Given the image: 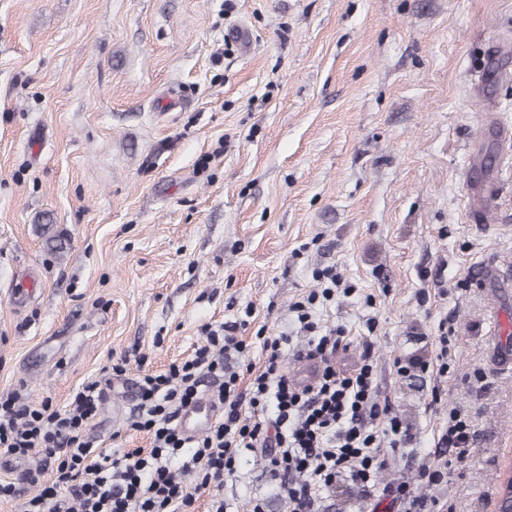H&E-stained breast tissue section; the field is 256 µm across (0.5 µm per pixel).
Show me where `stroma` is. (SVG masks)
I'll return each instance as SVG.
<instances>
[{
    "instance_id": "35a3bbf8",
    "label": "stroma",
    "mask_w": 512,
    "mask_h": 512,
    "mask_svg": "<svg viewBox=\"0 0 512 512\" xmlns=\"http://www.w3.org/2000/svg\"><path fill=\"white\" fill-rule=\"evenodd\" d=\"M509 126L512 0H0V394L61 407L125 353L88 435L150 448L125 427L142 371L245 316L246 361L283 335L296 373L292 306L332 267L350 291L313 318L345 332L337 368L371 357L405 431L319 512H491L512 449ZM453 409L473 425L455 463ZM271 454L196 512H288Z\"/></svg>"
}]
</instances>
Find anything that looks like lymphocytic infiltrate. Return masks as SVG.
Here are the masks:
<instances>
[{"label": "lymphocytic infiltrate", "mask_w": 512, "mask_h": 512, "mask_svg": "<svg viewBox=\"0 0 512 512\" xmlns=\"http://www.w3.org/2000/svg\"><path fill=\"white\" fill-rule=\"evenodd\" d=\"M318 277L325 283L321 296L292 307L310 335L299 357L322 364L314 384L298 386L285 371L286 336L264 338L263 366L242 381L224 360L244 356L247 345L237 333L245 320L204 327L188 359L143 372L137 382V409L127 428L147 433L149 449L112 454L88 439L105 397L101 381L82 383L61 407L48 399L30 404L15 391L1 394L0 453L39 462L15 479H1L0 500L16 499L30 486L38 493L26 500L25 512H195L201 491L222 484L245 452L270 444L289 512H317V489L333 486L341 474L370 481L380 465L381 435L400 436L403 426L376 403L371 363L351 373L337 370L331 355L342 332L321 331L311 306L331 299L339 281L330 268ZM207 377L219 381L212 396L221 414L204 434L189 438L178 418L199 400ZM370 418L382 422V431L367 426ZM177 463L193 474V486L178 479Z\"/></svg>", "instance_id": "obj_1"}]
</instances>
